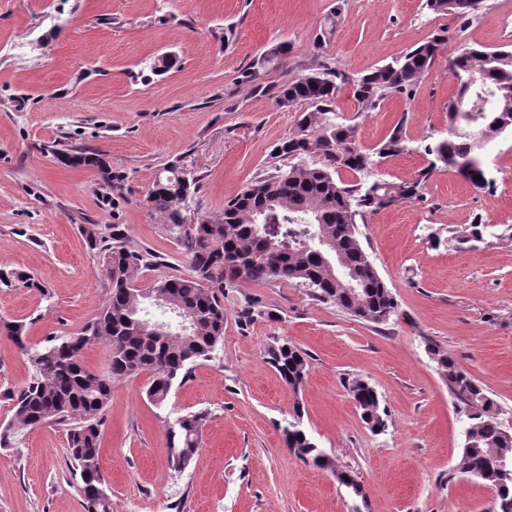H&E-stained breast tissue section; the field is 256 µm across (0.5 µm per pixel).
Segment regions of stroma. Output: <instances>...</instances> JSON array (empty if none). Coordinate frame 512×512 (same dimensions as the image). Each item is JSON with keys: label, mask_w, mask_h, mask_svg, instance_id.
I'll return each mask as SVG.
<instances>
[{"label": "stroma", "mask_w": 512, "mask_h": 512, "mask_svg": "<svg viewBox=\"0 0 512 512\" xmlns=\"http://www.w3.org/2000/svg\"><path fill=\"white\" fill-rule=\"evenodd\" d=\"M424 0H0V268L18 269L43 291L0 289V319L27 325L26 341L80 330L100 312L109 281L82 225H119L129 243L160 262L138 285L188 271L184 246L142 204L170 165L199 181L185 216L220 215L226 200L269 172L271 150L295 114L254 92L242 73L274 43L290 51L264 69L262 85L279 87L308 63L313 40L333 11L339 23L324 47L349 76L390 62L433 34L451 38L408 96L388 98L357 115L349 88L337 99L373 148L397 121L414 142L448 129L456 85L448 56L459 45L512 50V0H485L467 21L435 16ZM177 62L164 72L159 56ZM104 155L122 176L112 190L88 167H68L56 152ZM493 193L455 172L437 170L424 197L367 216L362 244L397 304L389 324L365 322L313 300L289 282L243 283L224 296V339L213 357L175 382L163 406L146 397L152 376L113 380L104 413L101 467L111 512H490L493 489L453 476L468 419L425 350L438 343L479 380L512 431V241L495 237L512 225V137L485 147ZM491 233L458 252L449 228L474 220ZM265 316L245 326L244 297ZM305 353L308 375L292 392L267 360L273 337ZM358 377L387 411L372 432L349 396ZM29 368L0 332V392L17 389ZM303 426L331 468L303 462L281 428L294 402ZM206 413L202 446L174 471L167 425ZM363 488L352 497L335 473ZM80 478L63 426L42 425L0 450V512H83Z\"/></svg>", "instance_id": "stroma-1"}]
</instances>
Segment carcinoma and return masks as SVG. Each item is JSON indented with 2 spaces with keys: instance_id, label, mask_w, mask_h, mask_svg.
Listing matches in <instances>:
<instances>
[{
  "instance_id": "cac0c4a2",
  "label": "carcinoma",
  "mask_w": 512,
  "mask_h": 512,
  "mask_svg": "<svg viewBox=\"0 0 512 512\" xmlns=\"http://www.w3.org/2000/svg\"><path fill=\"white\" fill-rule=\"evenodd\" d=\"M484 0H424V8L436 15L468 20L477 15ZM340 13L327 20L314 40V57L274 98L288 100L298 109L294 128L275 146L273 158L280 164L272 172L248 183L224 202L217 217L204 216L187 224L183 212L198 190V180L171 166L146 196L149 211L164 220L168 236L184 244L190 272L160 278L148 288L137 287L143 268L151 265L150 254L128 244L119 225H112V239L101 236L98 225L82 228L90 249L104 252V268L110 282L102 309L80 331L54 337L41 346L24 339L26 325L1 321L0 331L11 336L30 369L29 381L6 394L11 421L0 428V449L13 447L26 429L43 424H64L70 459L81 480L84 512H109L107 482L100 466L104 411L112 398V380L141 372L152 374L148 399L157 407L165 404L173 382L185 379L193 364L208 360L224 338V291L241 282L266 284L296 282L311 296L330 303L368 323L383 325L395 315L397 303L370 260L360 240L358 222L391 205L423 198L427 182L440 167L453 170L474 189L491 190L483 149L486 143L512 136V50H489L462 45L448 58V70L456 81V99L471 103L473 120L484 136L477 139L471 121L448 104L446 136L423 146L429 164L412 180L390 183L377 177L375 169L389 158L410 150L400 121L372 149L360 145L355 125L340 120L337 98L343 85H350L359 112H373L393 95H407L435 64L445 38L423 41L396 60L371 68L358 77L332 66L323 55L327 33ZM288 53L278 43L243 72V81L254 90L269 92L260 82V70ZM70 167H90L104 180L121 189L107 159L93 152L67 153L60 158ZM352 172L355 180L342 177ZM325 228L347 263L355 291L350 294L332 277L327 257L313 240ZM0 285L42 290L30 276L18 271L0 272ZM257 298L240 304L244 325L263 318ZM106 342L109 367L101 374L82 364L86 349ZM439 374L448 383L454 399L463 405L472 423L463 444L456 473L486 482L496 491L493 512H512V477L496 467L493 453L512 456V437L498 421L499 405L471 374L441 347L426 342ZM268 361L293 392L303 386L308 363L304 354L287 339L277 338L266 350ZM347 390L358 402L363 421L374 432L386 427L387 413L380 398L365 380L348 382ZM303 408L293 403L290 418L282 428L287 447L303 460L322 469L332 465L302 426ZM204 415L178 417L167 430L172 466L186 468L200 447Z\"/></svg>"
}]
</instances>
